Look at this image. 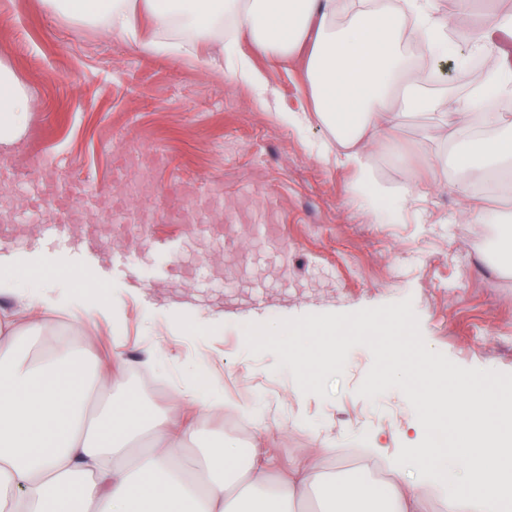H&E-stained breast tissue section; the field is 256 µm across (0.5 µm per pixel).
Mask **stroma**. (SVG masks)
<instances>
[{
  "mask_svg": "<svg viewBox=\"0 0 512 512\" xmlns=\"http://www.w3.org/2000/svg\"><path fill=\"white\" fill-rule=\"evenodd\" d=\"M512 13V0H438L448 26L449 48L421 65V46L410 51L418 63L408 79L467 98L484 70L512 60V39L499 49L481 51L474 30L487 6ZM238 54L261 72L266 89L229 79L206 51L161 54L133 47L116 35L41 11L38 0H0V61L8 64L30 96L24 130L0 142V164L16 177L0 186L16 204L15 222L0 230V253L31 266L33 278L75 285L89 282L94 293L117 299V315L85 324L68 313L44 316L42 349L61 342L78 348L92 339L100 355L111 358L122 343L125 393L145 408L172 401L187 383L202 394H224V411L198 425L199 445L234 440L262 442L288 465L322 449L318 469L326 476L353 473L337 450L379 446L404 448L403 432L422 438L423 428L396 389L367 399L357 393L372 365L368 348L350 350L336 391L323 399L291 397V369L270 374L276 354L251 355L243 328L274 317L353 312L411 299L422 337L466 368L512 374V271L484 267L495 238L512 227L499 220L512 214V192L483 191L489 214L471 223L463 198L448 189L445 176L422 173L435 156L451 157L474 140L490 137L471 123L448 140L431 137L417 110L397 128L394 146L371 150L367 167L399 214L375 211L358 191V174L337 161H324L319 148L335 149L336 139L316 116V105L298 61L278 63L256 52L244 39ZM480 71H473L474 63ZM284 112L305 113L306 126L285 125ZM140 150L143 178L151 196H130L125 206L155 213L154 238L171 242L174 271L157 270L155 249L141 244L129 270L116 272L112 259L127 247L132 229L112 223V241L85 245L75 236L71 248L49 250L40 223L26 214L34 196L60 181L79 183L105 195L125 176L124 152ZM197 199L220 198L213 216L235 227L216 241L185 224L164 218L168 202L183 190ZM244 202L252 221L273 224L274 235L239 223L229 201ZM218 317L221 328L189 326L174 331L169 313ZM153 367L139 364L145 354ZM262 402L265 426L256 429L247 409ZM198 447L185 455L195 460Z\"/></svg>",
  "mask_w": 512,
  "mask_h": 512,
  "instance_id": "stroma-1",
  "label": "stroma"
}]
</instances>
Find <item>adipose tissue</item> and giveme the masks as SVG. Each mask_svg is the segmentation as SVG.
Instances as JSON below:
<instances>
[{
  "label": "adipose tissue",
  "instance_id": "obj_1",
  "mask_svg": "<svg viewBox=\"0 0 512 512\" xmlns=\"http://www.w3.org/2000/svg\"><path fill=\"white\" fill-rule=\"evenodd\" d=\"M43 11L98 25L135 45L181 51L210 44L226 53L224 21L266 57H302L319 118L342 145L341 164L366 173L367 155L396 128L406 109L425 111L429 127L447 137L473 118V102L512 89V70L492 69L469 98L439 97L420 85L403 86L412 44L444 47L448 26L434 0H393L384 11L359 0L337 24L338 0H40ZM31 110L28 94L0 62V141L13 139ZM495 137L476 143L448 170L449 190L484 169L512 167V114L492 112ZM16 259L0 255V296L18 305L0 316V512H295L316 499L328 512H430L427 487H435L450 512H512V449L493 445L500 430L488 393L477 385L415 394L425 413L437 405L464 407L461 422L480 439L462 447L437 434L389 455L392 482L319 473L307 458L281 470L269 449L220 441L202 449L198 466L184 450L197 439V419L224 408V397L181 389L171 404L143 411L127 402L105 416L92 415L93 399L124 383L120 348L101 363L95 347L62 344L36 350L41 315L65 311L84 320L113 311L106 298L52 280L27 283Z\"/></svg>",
  "mask_w": 512,
  "mask_h": 512
}]
</instances>
